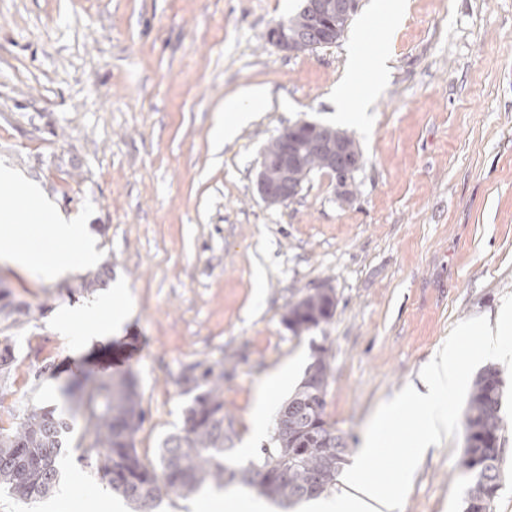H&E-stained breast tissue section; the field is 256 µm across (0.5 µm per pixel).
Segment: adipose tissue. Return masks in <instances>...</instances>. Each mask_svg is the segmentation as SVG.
<instances>
[{
  "label": "adipose tissue",
  "instance_id": "1",
  "mask_svg": "<svg viewBox=\"0 0 512 512\" xmlns=\"http://www.w3.org/2000/svg\"><path fill=\"white\" fill-rule=\"evenodd\" d=\"M266 99L265 90L253 86L225 103L223 113L215 119L214 144L220 146L233 139ZM23 198L36 203L25 226L14 223L11 217ZM34 227L58 243L56 252L47 255L30 247V230ZM0 256L14 265L40 269L51 277L60 278L77 267L91 264L96 258V247L83 225L44 198L36 182L12 166L0 163ZM123 293V284L117 282L90 308L60 309L57 314L60 330L80 325L88 344L110 337L123 323L119 312L113 309L115 303L121 302ZM485 334L489 335L490 346L500 352L503 361L511 363L512 301L500 307L493 332H486L476 320L461 323L454 340L428 365L420 385L408 386L403 394L385 406L358 450L357 462L350 472L352 492L310 499L303 503L302 512H401L407 482L419 459L450 427L446 397L457 387L467 362L477 354L472 339ZM407 416L415 419L417 427L408 441L403 467L375 472L370 466L371 460L388 453L398 439L397 423Z\"/></svg>",
  "mask_w": 512,
  "mask_h": 512
}]
</instances>
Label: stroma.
Segmentation results:
<instances>
[{
  "label": "stroma",
  "mask_w": 512,
  "mask_h": 512,
  "mask_svg": "<svg viewBox=\"0 0 512 512\" xmlns=\"http://www.w3.org/2000/svg\"><path fill=\"white\" fill-rule=\"evenodd\" d=\"M300 0H0V161L75 213L98 241L93 270L128 287L121 334L82 347L59 335L76 276L56 280L0 259V285L44 315L13 329L54 350L56 378L17 379V400L55 404L82 370L134 373L148 419L136 439L154 462L183 426L191 398L178 378L224 362L226 454L239 466L270 435L249 439L264 379L289 360L330 362L326 418L351 449L382 408L416 380L458 325L494 319L512 300V0H408L397 21L360 0L335 44L299 55L268 33ZM370 82L388 78L365 125L349 128L364 164L352 203L313 172L284 205L261 198L263 150L306 120L336 126L335 96L356 31ZM269 104L222 148L213 119L241 89ZM263 268L262 284L254 271ZM333 288L334 317L294 334L284 321L302 292ZM479 367L447 397L452 425L419 465L402 512H463L464 411ZM500 488L512 512V377L502 408ZM79 433L55 493L35 503L0 489V512H132L79 461Z\"/></svg>",
  "instance_id": "1"
}]
</instances>
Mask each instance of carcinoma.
<instances>
[{
	"instance_id": "carcinoma-1",
	"label": "carcinoma",
	"mask_w": 512,
	"mask_h": 512,
	"mask_svg": "<svg viewBox=\"0 0 512 512\" xmlns=\"http://www.w3.org/2000/svg\"><path fill=\"white\" fill-rule=\"evenodd\" d=\"M104 273L85 277L66 288L69 296L91 294ZM336 302L318 290L289 304L288 327L309 331L329 322ZM44 314L41 306L14 298L0 289V405L12 394L10 381L18 358L8 331ZM307 367L298 388L279 407L287 426L274 425L273 446L261 449L250 466L237 471L225 464V443L231 426L224 424V362L207 359L189 365L179 383L192 395L183 414L184 427L165 439L157 463L142 459L136 438L146 419L137 379L82 374L61 386V394L83 411L81 459L98 480L128 501L133 512H156L163 497L188 496L207 482L221 484L224 476L253 487L289 507L325 492L335 484L350 453L347 440L325 418L330 365L326 350ZM504 379L489 366L475 377L465 410L466 446L461 467L471 480L464 512H492V485H500V431ZM72 421L55 406L27 404L0 414V487L23 501L42 499L59 484V461Z\"/></svg>"
}]
</instances>
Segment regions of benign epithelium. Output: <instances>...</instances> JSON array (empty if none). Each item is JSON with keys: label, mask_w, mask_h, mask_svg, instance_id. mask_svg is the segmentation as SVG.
<instances>
[{"label": "benign epithelium", "mask_w": 512, "mask_h": 512, "mask_svg": "<svg viewBox=\"0 0 512 512\" xmlns=\"http://www.w3.org/2000/svg\"><path fill=\"white\" fill-rule=\"evenodd\" d=\"M357 7L358 0H306L298 15L270 29L269 39L289 54L333 45ZM302 126L311 130L309 147L321 154L324 165L333 170L338 197L350 200L354 194L355 174L363 165L362 154L350 148L351 137L343 131L307 121L283 130L277 136V152L262 155L257 178L262 199L269 205H281L297 195L307 173L305 155L297 137Z\"/></svg>", "instance_id": "1"}]
</instances>
